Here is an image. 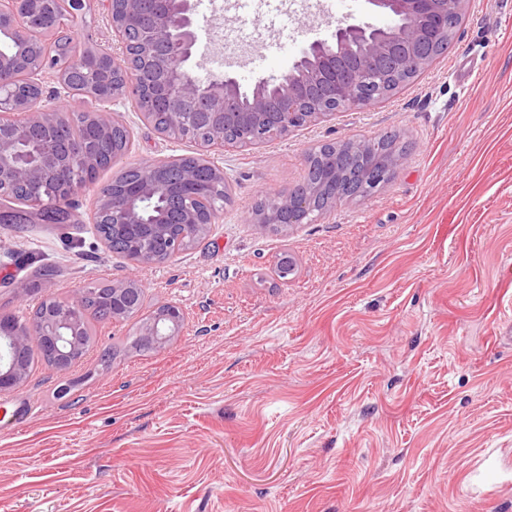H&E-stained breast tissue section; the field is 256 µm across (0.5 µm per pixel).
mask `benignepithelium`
Segmentation results:
<instances>
[{
	"instance_id": "7a95c632",
	"label": "benign epithelium",
	"mask_w": 512,
	"mask_h": 512,
	"mask_svg": "<svg viewBox=\"0 0 512 512\" xmlns=\"http://www.w3.org/2000/svg\"><path fill=\"white\" fill-rule=\"evenodd\" d=\"M41 0H0V39L26 42L31 30L28 17ZM97 0H55L63 5L53 24L37 34L33 55L0 54V190L21 186L39 198L48 193L69 198L112 159L91 155L88 139H73L59 145L48 139L51 129L69 118L65 112L17 102L25 91L42 90L38 74L51 68L55 39L64 21L75 20ZM157 0H106L112 29L118 37L121 58L99 57L100 85L112 89L116 103L133 96L144 118L153 121L158 112L167 116L161 132L176 139H189L201 153L189 159L152 161L133 168L134 180L115 178L98 187L94 223L116 224L134 269L166 263L201 240L218 223L219 210L203 208L191 189L198 181L197 167L204 166L211 183L228 194L224 171L207 161V152L224 147L259 146L283 138L299 126L332 119L346 106L365 108L378 103L434 64L451 44L472 0H366L377 13L406 23L398 30L366 34L372 28L340 21L331 38L311 42L277 83L258 79L251 93L241 90L234 71L227 69L206 82L184 77L187 64L200 65L213 50L201 46L195 31L196 0H162L165 8L151 9ZM152 65L162 75L166 92L156 93L139 81L140 69ZM83 126L106 136L119 127L109 112H81ZM163 193L171 197L175 224L159 219L145 223L134 202ZM339 197L324 193L307 181L276 194L269 212H253L260 224H310ZM109 320H122L144 297L139 279L130 274L112 284ZM87 289L76 288L63 299L46 298L40 326L25 328L0 314V392L18 386L27 376L23 353L30 343L41 345L53 356L52 366L67 370L76 361L77 337L83 335ZM183 314L171 304L141 322L140 332L164 348L181 330Z\"/></svg>"
}]
</instances>
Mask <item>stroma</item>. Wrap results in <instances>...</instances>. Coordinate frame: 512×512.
I'll list each match as a JSON object with an SVG mask.
<instances>
[{
  "instance_id": "1",
  "label": "stroma",
  "mask_w": 512,
  "mask_h": 512,
  "mask_svg": "<svg viewBox=\"0 0 512 512\" xmlns=\"http://www.w3.org/2000/svg\"><path fill=\"white\" fill-rule=\"evenodd\" d=\"M330 9L238 0L217 19L199 0L198 34L252 40L236 71L248 87L277 81L338 21L392 23L364 0ZM70 30L119 48L101 5ZM116 111L131 145L98 183L196 155L135 101ZM383 134L404 147L389 183L310 224L253 223L303 180L312 148ZM210 160L232 189L219 223L135 272L144 314L178 306L180 334L139 353L137 319L94 320L69 370L38 362L0 392V512H512V0H474L447 54L385 101ZM94 208L90 187L71 223L0 224V314L29 318L46 297L130 272Z\"/></svg>"
}]
</instances>
